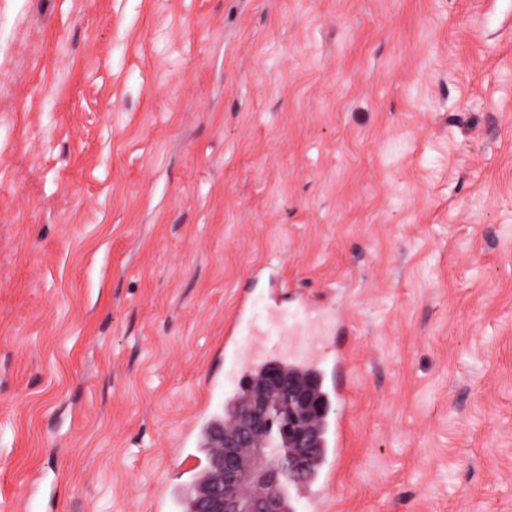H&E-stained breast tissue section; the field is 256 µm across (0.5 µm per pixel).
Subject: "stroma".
<instances>
[{"mask_svg": "<svg viewBox=\"0 0 512 512\" xmlns=\"http://www.w3.org/2000/svg\"><path fill=\"white\" fill-rule=\"evenodd\" d=\"M0 512H152L252 265L336 292L323 512H512V0H0Z\"/></svg>", "mask_w": 512, "mask_h": 512, "instance_id": "1", "label": "stroma"}]
</instances>
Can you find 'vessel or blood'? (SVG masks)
<instances>
[{
    "label": "vessel or blood",
    "mask_w": 512,
    "mask_h": 512,
    "mask_svg": "<svg viewBox=\"0 0 512 512\" xmlns=\"http://www.w3.org/2000/svg\"><path fill=\"white\" fill-rule=\"evenodd\" d=\"M251 281H264L262 293L242 288L236 303L224 325V356L238 369L240 380H247L253 372L275 362L285 368L313 374L318 381V390L325 400L336 403V411L321 421L319 444L323 451V462L314 465L306 482L290 485L284 499L287 512H296L299 505H307L310 512H317L320 504L329 497L338 483L335 469L325 462L342 455L347 446V424L352 408L348 403L349 363L343 343L331 336L316 342L315 354L309 359L288 355L282 348L283 339L301 335L308 327L309 312L321 311L318 303L302 302L303 317L292 320L282 295V285L275 271L265 265L249 268ZM263 307L265 323H257L256 307ZM250 333L253 342L250 349H243L238 341L242 333Z\"/></svg>",
    "instance_id": "1"
}]
</instances>
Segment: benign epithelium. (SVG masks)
<instances>
[{"label": "benign epithelium", "instance_id": "obj_1", "mask_svg": "<svg viewBox=\"0 0 512 512\" xmlns=\"http://www.w3.org/2000/svg\"><path fill=\"white\" fill-rule=\"evenodd\" d=\"M315 408L308 391L271 372L240 406L235 428L218 436L222 451L214 459L216 478L195 500L193 512H279L280 485L288 477L302 478L315 452L310 426ZM271 428L279 454L266 465V451L256 444L258 435ZM244 448L250 449L258 461L255 479L261 492L250 498L241 493Z\"/></svg>", "mask_w": 512, "mask_h": 512}]
</instances>
